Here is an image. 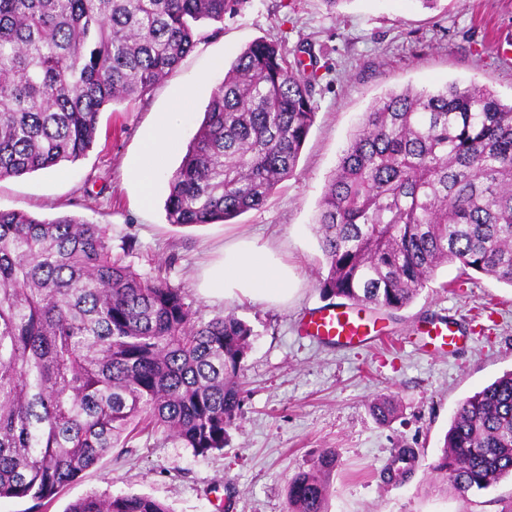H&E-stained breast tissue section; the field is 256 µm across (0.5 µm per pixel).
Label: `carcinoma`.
I'll list each match as a JSON object with an SVG mask.
<instances>
[{
    "label": "carcinoma",
    "instance_id": "carcinoma-1",
    "mask_svg": "<svg viewBox=\"0 0 512 512\" xmlns=\"http://www.w3.org/2000/svg\"><path fill=\"white\" fill-rule=\"evenodd\" d=\"M247 0H0V180L75 162L100 114L147 95ZM303 60L258 39L224 69L169 179L167 222L262 207L294 173L316 110ZM324 295L409 305L443 264L512 286V104L447 84L388 90L362 114L316 220ZM253 328L202 322L182 289L112 253L108 228L0 210V498L53 500L143 425L197 455L242 414ZM386 425L388 398L370 405ZM402 448L390 477L409 471ZM338 453L287 488L288 512H326ZM436 470L459 499L512 476V372L462 401ZM65 512H169L146 495L89 494Z\"/></svg>",
    "mask_w": 512,
    "mask_h": 512
}]
</instances>
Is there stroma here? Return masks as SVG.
<instances>
[{
  "label": "stroma",
  "instance_id": "35a3bbf8",
  "mask_svg": "<svg viewBox=\"0 0 512 512\" xmlns=\"http://www.w3.org/2000/svg\"><path fill=\"white\" fill-rule=\"evenodd\" d=\"M286 50L310 45L317 58L316 117L298 165L267 202L228 223L176 227L166 221L170 156L144 203L131 171L156 113L188 95L180 140L189 143L230 63L257 39ZM472 84L512 101V0H249L221 29L200 41L150 95L101 114L93 148L75 163L0 181V209L40 218L68 214L108 226L113 252L132 239L128 261L140 273L182 289L202 321L234 313L255 336L243 361L244 406L223 450L195 455L161 433L114 448L50 505L0 499V512H64L91 492L146 495L170 512H287L289 480L324 448L340 464L330 480L328 512H512V478L461 501L435 469L458 404L512 370V287L452 264L414 301L377 311L389 343L343 349L299 336V318L328 305L319 281L326 268L315 219L329 176L350 131L389 89ZM256 238L291 266L299 281L288 304L209 297L202 270L225 245ZM454 320L459 349H422L431 323ZM380 396L400 405L378 425L370 405ZM418 453L412 475L394 483L383 472L398 449Z\"/></svg>",
  "mask_w": 512,
  "mask_h": 512
}]
</instances>
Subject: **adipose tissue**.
Here are the masks:
<instances>
[{"label": "adipose tissue", "instance_id": "1", "mask_svg": "<svg viewBox=\"0 0 512 512\" xmlns=\"http://www.w3.org/2000/svg\"><path fill=\"white\" fill-rule=\"evenodd\" d=\"M184 98H174L167 111L157 113L133 170L143 198H150L156 174L179 144V121ZM201 287L210 296H243L263 302L287 300L296 279L287 265L265 247L241 240L225 248L223 258L205 272Z\"/></svg>", "mask_w": 512, "mask_h": 512}]
</instances>
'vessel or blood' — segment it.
<instances>
[{
	"instance_id": "vessel-or-blood-1",
	"label": "vessel or blood",
	"mask_w": 512,
	"mask_h": 512,
	"mask_svg": "<svg viewBox=\"0 0 512 512\" xmlns=\"http://www.w3.org/2000/svg\"><path fill=\"white\" fill-rule=\"evenodd\" d=\"M302 331L317 341L328 345L352 346L380 341L382 335L374 324L354 315L343 305L320 307L309 312L302 324ZM426 335L434 349H455L461 339L454 322L442 321L427 329Z\"/></svg>"
}]
</instances>
